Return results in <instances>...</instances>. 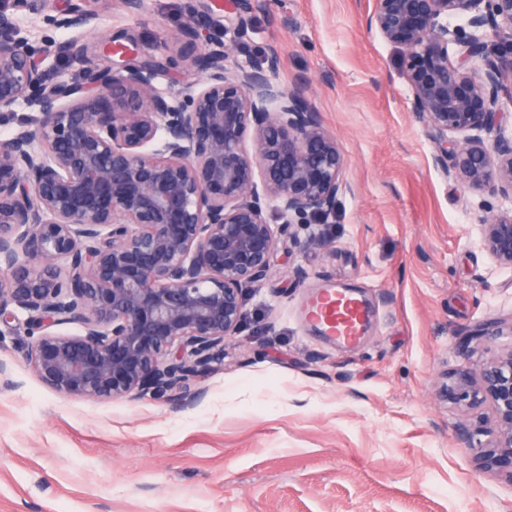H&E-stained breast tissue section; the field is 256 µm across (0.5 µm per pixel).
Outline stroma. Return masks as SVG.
Masks as SVG:
<instances>
[{
    "label": "stroma",
    "instance_id": "1",
    "mask_svg": "<svg viewBox=\"0 0 512 512\" xmlns=\"http://www.w3.org/2000/svg\"><path fill=\"white\" fill-rule=\"evenodd\" d=\"M194 4L147 0L140 16L116 4L86 37L133 34L140 57L164 64L157 86L177 89L197 75L170 63L164 36ZM373 7L256 0L234 51L256 65L278 45V82L305 83L343 149L350 189L328 248L278 254L190 409L64 397L27 364L23 326L0 336V512H512V479L457 435L492 429L490 406L440 393L463 361L512 350V336L479 335L512 322V268L482 249L488 198L437 164L402 50L365 26ZM336 284L374 311L350 351L302 319L308 297Z\"/></svg>",
    "mask_w": 512,
    "mask_h": 512
}]
</instances>
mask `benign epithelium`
<instances>
[{"instance_id": "1", "label": "benign epithelium", "mask_w": 512, "mask_h": 512, "mask_svg": "<svg viewBox=\"0 0 512 512\" xmlns=\"http://www.w3.org/2000/svg\"><path fill=\"white\" fill-rule=\"evenodd\" d=\"M89 2L46 24L93 28ZM251 10L232 0L229 42L210 38L200 52L208 4L169 34L199 76L171 93L129 34L109 38L112 64L101 68L98 44H36L0 7V123L15 124L0 139V326L25 315L27 360L57 393L194 406L203 392L193 383L223 363L279 245L328 246L345 156L305 85L277 82V46L259 65L229 61ZM366 24L402 48L436 161L467 188L512 201V0H374ZM51 56L81 68L52 80ZM479 234L511 268L512 208L490 211ZM69 326L77 332L60 331ZM452 393L491 404L482 463L512 468V352L459 369Z\"/></svg>"}]
</instances>
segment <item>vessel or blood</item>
Here are the masks:
<instances>
[{"mask_svg":"<svg viewBox=\"0 0 512 512\" xmlns=\"http://www.w3.org/2000/svg\"><path fill=\"white\" fill-rule=\"evenodd\" d=\"M311 325L337 344L351 348L366 333L373 318L370 304L357 292L345 288H327L306 308Z\"/></svg>","mask_w":512,"mask_h":512,"instance_id":"1","label":"vessel or blood"}]
</instances>
